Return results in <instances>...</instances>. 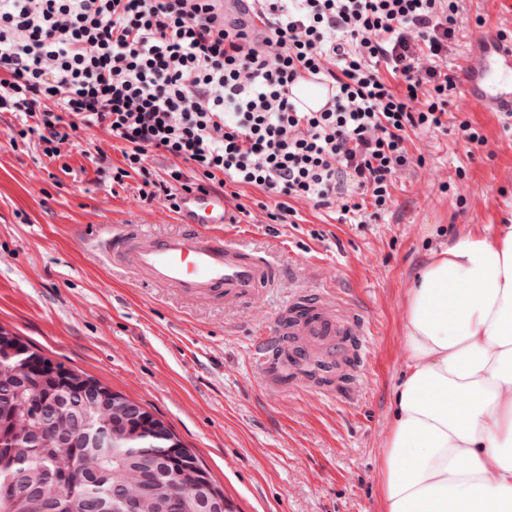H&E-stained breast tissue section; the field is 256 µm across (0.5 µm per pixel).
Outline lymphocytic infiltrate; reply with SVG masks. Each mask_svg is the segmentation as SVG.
<instances>
[{"label":"lymphocytic infiltrate","mask_w":512,"mask_h":512,"mask_svg":"<svg viewBox=\"0 0 512 512\" xmlns=\"http://www.w3.org/2000/svg\"><path fill=\"white\" fill-rule=\"evenodd\" d=\"M226 25L214 0H0V112L46 157L93 126L142 178L139 197L253 186L271 222L295 202L338 205L343 224L384 213L397 173L424 165L410 131L446 129L459 0H247ZM329 84L328 108L294 103L299 79ZM165 154L164 181L145 162Z\"/></svg>","instance_id":"lymphocytic-infiltrate-1"}]
</instances>
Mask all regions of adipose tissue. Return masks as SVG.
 <instances>
[{"label":"adipose tissue","instance_id":"obj_1","mask_svg":"<svg viewBox=\"0 0 512 512\" xmlns=\"http://www.w3.org/2000/svg\"><path fill=\"white\" fill-rule=\"evenodd\" d=\"M392 403L387 512H512V224L420 267Z\"/></svg>","mask_w":512,"mask_h":512}]
</instances>
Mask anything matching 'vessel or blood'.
I'll list each match as a JSON object with an SVG mask.
<instances>
[{
  "instance_id": "b4317fda",
  "label": "vessel or blood",
  "mask_w": 512,
  "mask_h": 512,
  "mask_svg": "<svg viewBox=\"0 0 512 512\" xmlns=\"http://www.w3.org/2000/svg\"><path fill=\"white\" fill-rule=\"evenodd\" d=\"M462 92L472 102L511 113L512 42L498 45L493 58L469 73ZM225 211L223 195L198 194L183 208L181 232L158 234L142 224H106L94 237L113 265L157 287L188 300L220 301L227 308L255 313L267 290L282 284L284 274L264 253L236 243L232 231H218ZM201 224L211 225V232H198ZM288 335L302 339L293 351L295 358L316 351L341 363L363 355L372 333L328 281L319 288L296 289L278 318L260 326L257 344L272 355Z\"/></svg>"
}]
</instances>
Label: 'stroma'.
<instances>
[{"instance_id":"stroma-1","label":"stroma","mask_w":512,"mask_h":512,"mask_svg":"<svg viewBox=\"0 0 512 512\" xmlns=\"http://www.w3.org/2000/svg\"><path fill=\"white\" fill-rule=\"evenodd\" d=\"M463 5L448 45L459 77L480 66L499 31L512 33V0ZM462 120L486 140L471 156L453 132ZM16 123L0 112V328L160 417L235 512H386L383 454L407 357L409 285L448 238L512 224V120L463 99L448 109V131L411 132L407 149L425 164L401 170L391 207L365 224L307 203L294 221L272 224L261 190L225 196L229 213L249 212L235 227L243 241L290 270L294 284L314 287L332 273L366 321L373 346L351 397L260 368L248 314L184 300L90 254L85 228L147 224L172 234L179 215L141 202L139 175L113 187L123 157L104 128L80 131L52 160L38 137L10 145Z\"/></svg>"}]
</instances>
